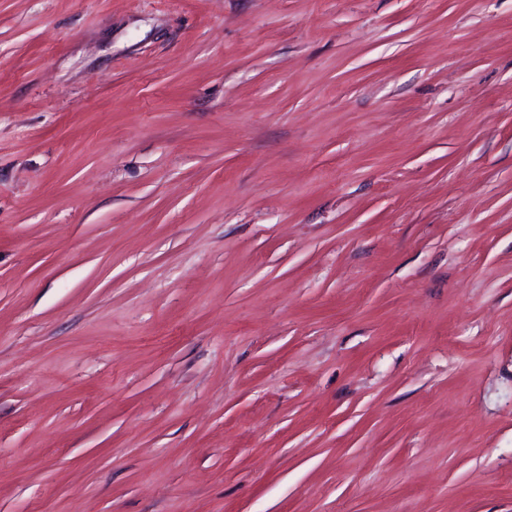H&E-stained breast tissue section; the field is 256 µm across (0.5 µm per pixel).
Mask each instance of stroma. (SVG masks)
Listing matches in <instances>:
<instances>
[{
  "mask_svg": "<svg viewBox=\"0 0 512 512\" xmlns=\"http://www.w3.org/2000/svg\"><path fill=\"white\" fill-rule=\"evenodd\" d=\"M0 512H512V0H0Z\"/></svg>",
  "mask_w": 512,
  "mask_h": 512,
  "instance_id": "1",
  "label": "stroma"
}]
</instances>
